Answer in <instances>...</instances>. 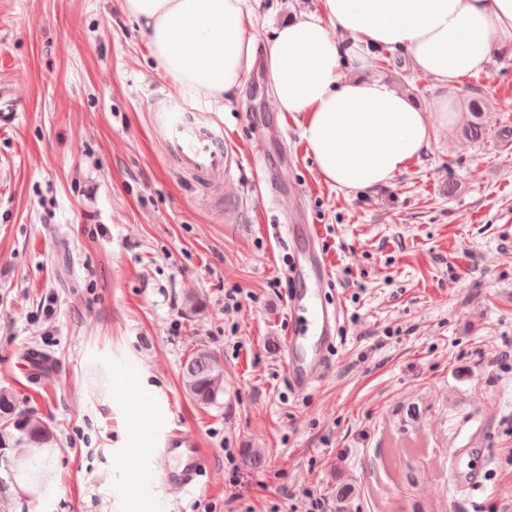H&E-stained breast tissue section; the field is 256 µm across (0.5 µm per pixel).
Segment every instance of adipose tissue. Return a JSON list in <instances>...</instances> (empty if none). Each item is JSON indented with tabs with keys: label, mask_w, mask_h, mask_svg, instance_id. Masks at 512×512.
<instances>
[{
	"label": "adipose tissue",
	"mask_w": 512,
	"mask_h": 512,
	"mask_svg": "<svg viewBox=\"0 0 512 512\" xmlns=\"http://www.w3.org/2000/svg\"><path fill=\"white\" fill-rule=\"evenodd\" d=\"M183 95L228 101L263 64L277 111L303 114L320 174L353 192L389 183L458 112L454 93L512 45V0H321L324 19L282 23L259 48L248 0H120ZM400 50L440 93L419 105L372 75V53ZM356 62L354 74L342 60Z\"/></svg>",
	"instance_id": "ef3b65f1"
}]
</instances>
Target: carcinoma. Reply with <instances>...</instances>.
<instances>
[{
  "label": "carcinoma",
  "instance_id": "obj_1",
  "mask_svg": "<svg viewBox=\"0 0 512 512\" xmlns=\"http://www.w3.org/2000/svg\"><path fill=\"white\" fill-rule=\"evenodd\" d=\"M484 104L483 96L476 92L467 101L470 120L463 135L480 140L485 132L479 121ZM182 385L197 403L208 405L216 401L224 390V374L219 356L208 349L198 350L184 365ZM55 441L50 427L35 413L18 410L11 397L0 391V451L6 448H50Z\"/></svg>",
  "mask_w": 512,
  "mask_h": 512
}]
</instances>
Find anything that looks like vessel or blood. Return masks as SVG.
Instances as JSON below:
<instances>
[{"label":"vessel or blood","mask_w":512,"mask_h":512,"mask_svg":"<svg viewBox=\"0 0 512 512\" xmlns=\"http://www.w3.org/2000/svg\"><path fill=\"white\" fill-rule=\"evenodd\" d=\"M160 121L167 147L185 173L201 180L230 174L233 156L223 135L210 129L208 115L191 119L184 104L173 100L161 111ZM284 276L290 283L285 370L290 388L305 393L328 373L337 339L340 309L319 301L334 286L331 261L325 251L309 250L285 268ZM142 463L144 488H175L187 494L199 489L207 467L196 440L178 430L169 432Z\"/></svg>","instance_id":"1"}]
</instances>
